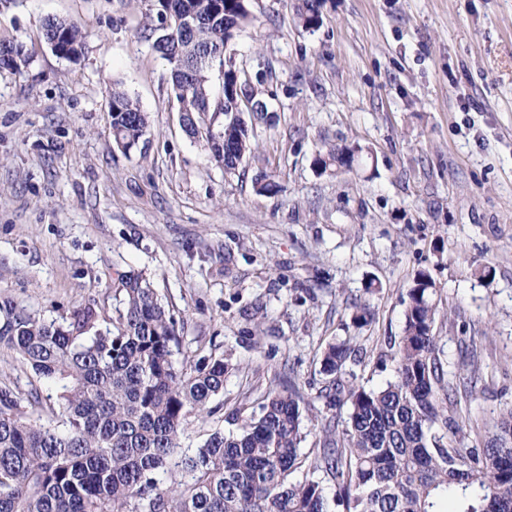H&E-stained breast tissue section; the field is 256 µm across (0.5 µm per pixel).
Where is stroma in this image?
Returning a JSON list of instances; mask_svg holds the SVG:
<instances>
[{"mask_svg": "<svg viewBox=\"0 0 512 512\" xmlns=\"http://www.w3.org/2000/svg\"><path fill=\"white\" fill-rule=\"evenodd\" d=\"M149 5L0 0V41L29 56L23 73L0 68V300L49 319L110 310L119 274L144 273L177 320L175 364H229L182 447L293 385L309 449L346 418L320 395L322 351L348 341L354 383L391 379L424 269L445 379H478L455 439L484 447L512 409V0H319L311 29L292 0H253L226 54L272 117L253 121L232 174L181 126ZM51 18L80 23L79 61L45 41ZM116 84L149 116L142 149L112 140ZM344 145L360 149L352 168L317 167ZM4 386L54 391L0 347Z\"/></svg>", "mask_w": 512, "mask_h": 512, "instance_id": "1", "label": "stroma"}]
</instances>
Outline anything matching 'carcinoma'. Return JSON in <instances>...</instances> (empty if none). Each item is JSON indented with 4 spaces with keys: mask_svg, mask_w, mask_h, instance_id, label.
Listing matches in <instances>:
<instances>
[{
    "mask_svg": "<svg viewBox=\"0 0 512 512\" xmlns=\"http://www.w3.org/2000/svg\"><path fill=\"white\" fill-rule=\"evenodd\" d=\"M190 13L198 21L187 30L177 18ZM153 16V48L171 66L184 132L205 134L213 159L235 171L252 143L244 118L226 126L236 69L224 53L253 21L248 0H156ZM297 16L305 28L318 23V0H301ZM44 38L61 58L82 54L74 21L48 20ZM27 62L23 44L0 45V67L20 74ZM216 65L226 68L217 99L210 87ZM110 114L119 148L142 141L148 118L127 92L113 89ZM316 163L350 168L353 148H333ZM119 284L110 314L86 303L47 320L0 302V345L56 387V396L44 398L0 389V512H512V410L482 448L448 437L460 430L459 386L445 383L428 271L407 289L402 336L392 346L394 379L372 389L347 384L350 348L331 343L323 352L327 398L349 409L345 424L324 426L312 459L301 452L306 433L293 388L268 390L237 433L216 431L179 454L189 418L210 412L223 392L227 364L202 357L176 369V320L152 282L129 272ZM45 412L57 424L41 422ZM171 463L183 479L164 487L159 473ZM327 482L335 487L331 501Z\"/></svg>",
    "mask_w": 512,
    "mask_h": 512,
    "instance_id": "obj_1",
    "label": "carcinoma"
}]
</instances>
